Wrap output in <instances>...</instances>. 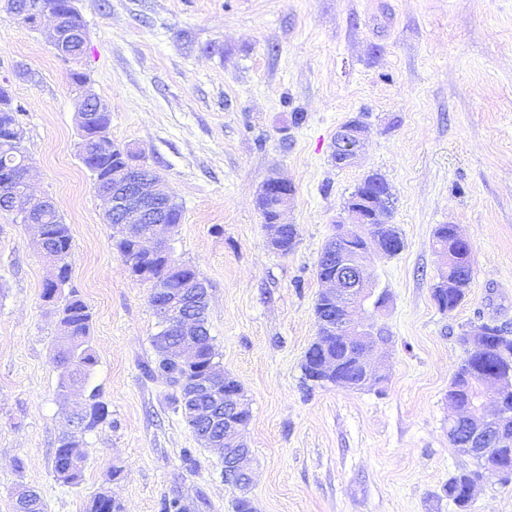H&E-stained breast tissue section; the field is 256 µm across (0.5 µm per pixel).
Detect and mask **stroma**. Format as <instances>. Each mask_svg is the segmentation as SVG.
Here are the masks:
<instances>
[{
  "instance_id": "1",
  "label": "stroma",
  "mask_w": 512,
  "mask_h": 512,
  "mask_svg": "<svg viewBox=\"0 0 512 512\" xmlns=\"http://www.w3.org/2000/svg\"><path fill=\"white\" fill-rule=\"evenodd\" d=\"M76 6L87 31L81 66L109 106L113 142L141 154L182 207L169 247L205 280L220 366L249 402L242 438L257 512H459L443 486L477 465L448 438V385L465 356L457 338L482 321L512 332V0ZM52 26L0 16V80L22 107L30 189L71 227L69 285L92 314L91 383L111 421L84 436L80 484L57 481L66 413L83 397L59 387L57 316L42 298L54 268L34 228L0 211V512H15L22 484L46 512H86L102 492L124 512H160L175 490L203 496L206 512H234L218 454L148 372L159 330L151 284L117 252L107 205L78 156L75 93ZM354 117L366 126L363 147L341 168L332 142ZM373 172L396 197L404 242L367 263L389 295L379 322L391 341L371 357L386 379L370 391L308 390L301 363L316 336V264L346 198ZM273 174L295 188L283 220L298 237L285 256L267 247L256 206ZM440 224L458 226L474 262L450 313L432 298Z\"/></svg>"
}]
</instances>
